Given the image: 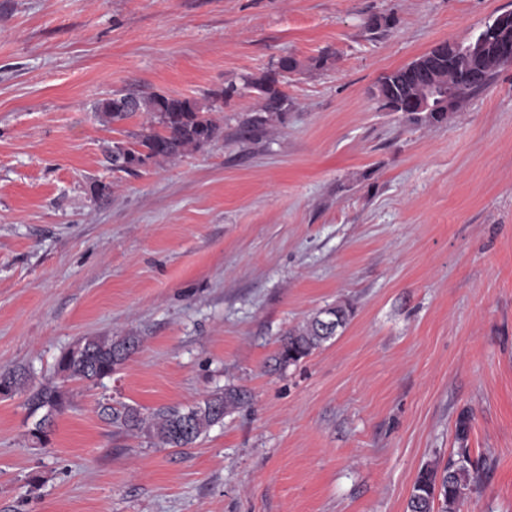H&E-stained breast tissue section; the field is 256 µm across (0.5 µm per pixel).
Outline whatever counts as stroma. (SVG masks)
<instances>
[{"mask_svg": "<svg viewBox=\"0 0 512 512\" xmlns=\"http://www.w3.org/2000/svg\"><path fill=\"white\" fill-rule=\"evenodd\" d=\"M506 11L0 0V373L67 400L41 446L25 395L0 396V512H406L419 472L463 444L480 481L460 512H512V64L442 125L372 94ZM286 54L306 68L281 121L243 135L261 106L243 88L214 112L217 140L113 171L141 119L102 124L98 101L206 103ZM339 303L349 323L276 366L284 334ZM100 334L140 347L102 381L61 379V353ZM228 386L249 403L186 448L100 412L187 409Z\"/></svg>", "mask_w": 512, "mask_h": 512, "instance_id": "stroma-1", "label": "stroma"}]
</instances>
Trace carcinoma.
Returning a JSON list of instances; mask_svg holds the SVG:
<instances>
[{"instance_id":"1","label":"carcinoma","mask_w":512,"mask_h":512,"mask_svg":"<svg viewBox=\"0 0 512 512\" xmlns=\"http://www.w3.org/2000/svg\"><path fill=\"white\" fill-rule=\"evenodd\" d=\"M422 58V69L415 70L407 64L379 78L376 87L380 88L386 99L384 106L390 111L404 112L415 123L433 125L448 122L451 111L482 89L506 65L493 47L461 63H450L448 56L432 50ZM302 68L303 63L295 56L284 55L278 58L275 68L257 78L244 79L243 87L257 93L262 100L260 114L247 122V131L253 132L282 119L288 111V98L280 89L281 78ZM425 78L451 90L454 103L438 112L418 111ZM237 93V85L230 83L212 93L210 105L161 93L116 94L99 101L94 112L105 124H116L137 114L145 116L139 130L132 133V145H112V169L135 174L152 162L175 158L215 141L220 136V126L210 117V112L215 103L228 100ZM348 320L349 311L342 305L320 311L302 327L288 331L276 362L286 366L307 357L335 335L337 329L345 327ZM78 343L89 357L79 358L68 348L58 359L57 372L69 380L97 382L111 376L116 366L138 349L140 338L98 335L83 337ZM30 379L24 369L1 374L0 388L10 394L22 392L29 387ZM248 401L246 390L229 386L213 392L188 410L166 407L145 415L125 403L114 406L106 402L101 404V413L108 423L144 435L160 447L186 448L222 421L226 413ZM64 403L59 388L51 382L41 385L27 398L33 413L43 410L55 414L62 410ZM478 477L479 470L474 468L469 449L459 448L456 458L449 459L443 469L427 467L419 473L407 503V512H434L437 499L441 500V512H459V506L473 490ZM437 487L440 488L438 493L435 492Z\"/></svg>"}]
</instances>
